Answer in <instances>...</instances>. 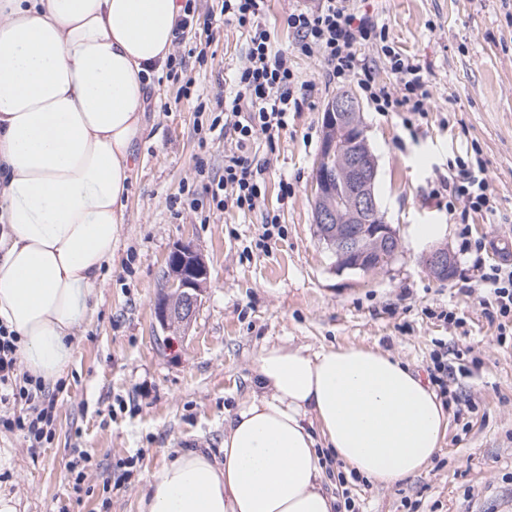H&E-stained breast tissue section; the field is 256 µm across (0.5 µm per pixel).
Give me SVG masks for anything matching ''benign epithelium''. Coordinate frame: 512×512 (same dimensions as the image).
Wrapping results in <instances>:
<instances>
[{"instance_id": "obj_1", "label": "benign epithelium", "mask_w": 512, "mask_h": 512, "mask_svg": "<svg viewBox=\"0 0 512 512\" xmlns=\"http://www.w3.org/2000/svg\"><path fill=\"white\" fill-rule=\"evenodd\" d=\"M377 159L366 136L360 106L352 93H339L323 116V142L315 161L313 221L317 236L336 258V270L368 275L382 268L380 255L392 262L400 255L396 229L380 213L375 193ZM343 219H338L339 214ZM426 268L437 279L455 275L454 256L444 248L429 251ZM210 277L204 259L189 243H179L171 253L165 273L170 294L178 305L161 300L156 318L163 327L188 325Z\"/></svg>"}]
</instances>
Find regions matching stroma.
<instances>
[{
	"label": "stroma",
	"mask_w": 512,
	"mask_h": 512,
	"mask_svg": "<svg viewBox=\"0 0 512 512\" xmlns=\"http://www.w3.org/2000/svg\"><path fill=\"white\" fill-rule=\"evenodd\" d=\"M317 2L268 0L263 21L275 47L294 42L288 14ZM221 5L197 0L200 23L172 51L176 72L152 79L127 222L92 321L49 387L55 433L33 454L0 429V492L18 498V512H137L149 475L176 451L222 448L225 418L251 394L257 352L284 342L377 349L427 383L435 360L448 368V432L432 463L389 488L330 463L326 487L355 503L338 512H512V335L500 336L501 318L474 266L478 257L495 262L493 237L512 241V0H368L390 40L429 67L433 85V109L415 137L401 115L361 105L380 210L401 242L400 255L372 275L337 271L313 223V162L337 93L323 81L320 57L293 54L295 70L316 89L274 143L251 146L269 161L262 208L221 212L201 193L197 164L207 176L224 173L230 144L209 126L248 48ZM476 151L495 212L438 207L431 178ZM284 182L292 186L286 196ZM267 211L280 217L269 239ZM420 224L437 225L439 236L418 241ZM181 242L193 244L210 277L191 325L164 330L154 308ZM435 246L457 260L449 281L422 263ZM448 311L455 323L445 320ZM82 451L91 456L90 476L78 492L69 465Z\"/></svg>",
	"instance_id": "obj_1"
}]
</instances>
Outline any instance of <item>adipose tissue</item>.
<instances>
[{
	"instance_id": "adipose-tissue-1",
	"label": "adipose tissue",
	"mask_w": 512,
	"mask_h": 512,
	"mask_svg": "<svg viewBox=\"0 0 512 512\" xmlns=\"http://www.w3.org/2000/svg\"><path fill=\"white\" fill-rule=\"evenodd\" d=\"M179 12L176 0H0V323L44 383L71 364L117 249ZM254 373L222 454L179 452L138 512H336L327 457L389 487L423 472L448 431L435 391L385 352L273 343Z\"/></svg>"
}]
</instances>
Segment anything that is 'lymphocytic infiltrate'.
Masks as SVG:
<instances>
[{
    "mask_svg": "<svg viewBox=\"0 0 512 512\" xmlns=\"http://www.w3.org/2000/svg\"><path fill=\"white\" fill-rule=\"evenodd\" d=\"M266 0H223L221 11L248 35L246 61L234 79V88L221 104L226 120L221 128L235 148L224 156V173L203 183L217 210L241 212L259 209L265 198L264 166L251 158L249 148L260 136L285 129L289 112L298 110L312 92V82L300 79L291 66L289 51L273 50L271 33L263 22ZM295 34L294 51L319 55L326 78L336 86L356 85L380 112L403 113L410 131L432 110L429 71L419 60L399 51L388 29L351 6V0H319L312 8L289 13ZM380 50L394 80L379 81L362 49ZM445 199L448 211L463 207L475 214L496 208V197L480 156L449 166L431 191ZM18 338L0 325V427L19 432L29 451H36L55 432L56 401L41 380L19 373Z\"/></svg>",
    "mask_w": 512,
    "mask_h": 512,
    "instance_id": "lymphocytic-infiltrate-1",
    "label": "lymphocytic infiltrate"
}]
</instances>
